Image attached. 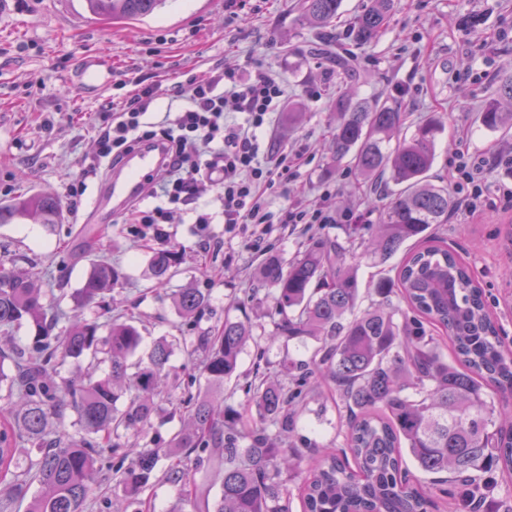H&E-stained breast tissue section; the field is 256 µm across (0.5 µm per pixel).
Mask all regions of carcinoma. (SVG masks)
<instances>
[{"label":"carcinoma","instance_id":"carcinoma-1","mask_svg":"<svg viewBox=\"0 0 512 512\" xmlns=\"http://www.w3.org/2000/svg\"><path fill=\"white\" fill-rule=\"evenodd\" d=\"M308 22L323 31L340 14L342 0H300ZM165 0H84L85 11L99 20H138L153 14ZM393 0H370L357 19L354 39L369 42L384 27ZM512 80L481 112L482 125L497 131L512 126ZM331 157H349L359 175L388 176L398 189L388 194L382 223L354 224L348 239L313 238L290 261L270 254L258 279L273 290L275 329L264 338L253 335L244 320L225 319L187 342L184 336L161 338L146 359L128 362L143 336L128 319L99 324L75 319L62 334L49 314L46 292L30 273L0 266V335L27 325L31 342L10 339L0 346V389L10 403L0 409V507L26 504L24 512H85L96 474L107 471L122 486L131 504L150 484L159 460L175 457L162 478L173 484L193 483L192 472L218 462L220 492L194 486L195 512H289L282 501V469L300 467L305 448L297 446L298 414L315 399L320 379L336 384L346 408V443L323 449L319 463L303 479V512H430L442 493L456 502L473 503L496 475H512V353L490 311L483 289L455 252L429 245L431 229L448 223L454 200L448 187L430 182L433 148L442 122L430 117L389 151L387 144L405 125L404 113L378 100H336L330 113ZM63 216L51 193H25L0 204V224L35 219L56 224ZM370 233L362 254L386 264L407 242L415 248L397 269L373 284L382 302L355 313L360 288L349 261L358 257L359 232ZM177 265L176 252L159 250L150 259L156 285H164ZM124 278L120 266L100 260L75 294L87 306L104 298ZM401 290L408 309L390 306L393 289ZM208 296L184 288L174 297L178 313L188 318L203 310ZM448 331L454 362L439 353L430 327ZM315 337L321 345L307 362L283 360L288 380L271 381L255 373L246 394L258 416L251 427L225 415L224 382L235 375L239 357L250 341L270 347L278 341ZM180 343L202 355L207 393H193L197 377L187 373L181 401L188 422L165 446L147 443L134 449L135 459L112 462L118 440L148 425L164 388L163 372ZM104 355L111 374L79 381L57 380L66 359ZM128 394L118 407L120 388ZM493 394H488V391ZM76 416L79 430L64 429ZM278 434L270 436L269 428ZM37 455L20 463L21 449ZM351 455L356 468L338 460ZM430 474H444L423 488L401 479L405 457ZM38 491L26 498L32 484Z\"/></svg>","mask_w":512,"mask_h":512}]
</instances>
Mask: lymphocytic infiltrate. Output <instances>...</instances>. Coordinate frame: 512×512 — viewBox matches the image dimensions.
I'll return each mask as SVG.
<instances>
[{
	"label": "lymphocytic infiltrate",
	"mask_w": 512,
	"mask_h": 512,
	"mask_svg": "<svg viewBox=\"0 0 512 512\" xmlns=\"http://www.w3.org/2000/svg\"><path fill=\"white\" fill-rule=\"evenodd\" d=\"M170 104L159 121L150 107L161 94ZM285 98L278 82L261 71L249 75L236 68H215L199 79L180 74L170 88L155 80L128 94L109 98L99 108L103 127L97 160L120 161L134 145L159 143L162 160L156 177L147 180L144 195L151 208L132 205L138 224H177L183 207L194 204L202 179H211L224 213L226 231L241 224H326L325 204L304 205L274 213L268 192L287 189L301 166V152L261 151L258 133L268 128ZM454 171L466 188L455 200V212L475 213L488 191L485 173L492 159L454 154Z\"/></svg>",
	"instance_id": "obj_1"
}]
</instances>
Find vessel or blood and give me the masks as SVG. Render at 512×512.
Listing matches in <instances>:
<instances>
[{
    "label": "vessel or blood",
    "mask_w": 512,
    "mask_h": 512,
    "mask_svg": "<svg viewBox=\"0 0 512 512\" xmlns=\"http://www.w3.org/2000/svg\"><path fill=\"white\" fill-rule=\"evenodd\" d=\"M161 162L157 147H141L128 153L117 169L106 175L95 211L84 220V228L96 233L98 225L111 223L115 214L125 210L141 194L143 178Z\"/></svg>",
    "instance_id": "obj_1"
}]
</instances>
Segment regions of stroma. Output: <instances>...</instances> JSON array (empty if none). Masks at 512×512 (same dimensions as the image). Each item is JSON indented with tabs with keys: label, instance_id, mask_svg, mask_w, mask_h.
I'll use <instances>...</instances> for the list:
<instances>
[{
	"label": "stroma",
	"instance_id": "35a3bbf8",
	"mask_svg": "<svg viewBox=\"0 0 512 512\" xmlns=\"http://www.w3.org/2000/svg\"><path fill=\"white\" fill-rule=\"evenodd\" d=\"M81 0H15L0 16V201L27 192L57 196L65 218L58 225L28 221L0 224V264L38 273L43 287L72 293L80 288L92 260L106 258L121 266L125 278L104 298L113 313L132 317L141 330L143 350L157 339L176 335L178 316L173 296L183 288L207 291L209 303L191 335L248 319L255 335L273 331V297L255 272L267 253L294 258L309 235H345L340 224H264L238 234L224 231L216 191L200 186L198 211L208 224H134L118 215L104 227L85 253L77 238L81 221L92 208L104 173L89 176L85 162L97 150L96 113L115 94L117 83L139 77L190 70L209 77L215 65L244 71L261 69L283 82L287 100L301 112L289 123L280 112L266 139L271 147L298 145L305 162L287 193H275L270 209L289 203L319 202L330 192L334 213L381 220L373 208L381 187L366 183L349 167H330L327 149L332 127L328 115L341 92L374 98L405 112L407 125L430 116L444 124L431 173L437 184L449 182L448 159L457 144L475 157L512 155V137L482 127L479 116L500 83L512 78V0H394V9L378 36L357 44L350 30L367 0H343L332 33L339 53L357 59L352 75L337 74L319 54L317 32L301 14L298 0H247L238 17L226 19L224 0H168L156 15L141 20L91 21L81 15ZM111 68L110 85L81 86L88 62ZM54 120L46 130L45 120ZM85 181L73 197L71 184ZM491 193L475 214L449 220L442 235L467 262L484 289L512 348V210L503 209L499 194L512 190V169L488 174ZM181 255L175 275L155 286L149 259L156 250ZM334 386L302 411L298 438L311 446L339 448L345 439V410L334 399ZM158 411L144 431L126 435L122 444L140 447L167 440L181 425L187 409L178 397L159 396Z\"/></svg>",
	"mask_w": 512,
	"mask_h": 512
}]
</instances>
